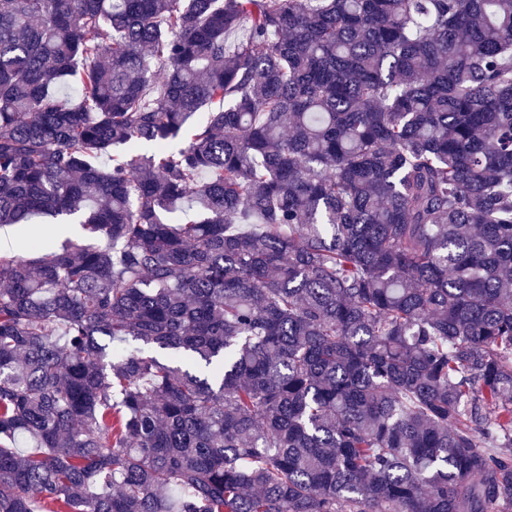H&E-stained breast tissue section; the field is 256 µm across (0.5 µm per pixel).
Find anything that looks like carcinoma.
<instances>
[{
  "mask_svg": "<svg viewBox=\"0 0 512 512\" xmlns=\"http://www.w3.org/2000/svg\"><path fill=\"white\" fill-rule=\"evenodd\" d=\"M44 215L0 512H512V0H0Z\"/></svg>",
  "mask_w": 512,
  "mask_h": 512,
  "instance_id": "1",
  "label": "carcinoma"
}]
</instances>
